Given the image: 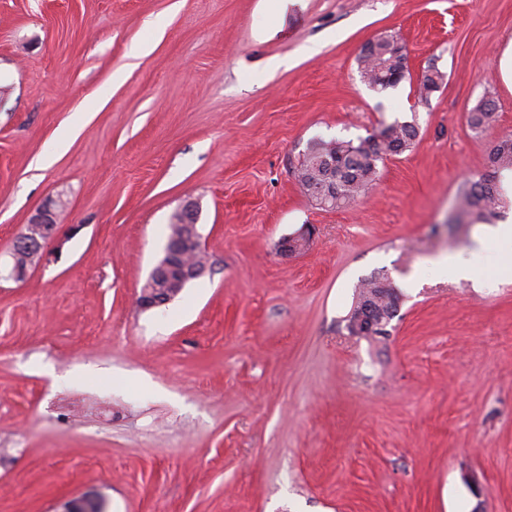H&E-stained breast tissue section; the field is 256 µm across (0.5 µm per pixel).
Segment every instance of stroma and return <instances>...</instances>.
<instances>
[{
    "instance_id": "obj_1",
    "label": "stroma",
    "mask_w": 512,
    "mask_h": 512,
    "mask_svg": "<svg viewBox=\"0 0 512 512\" xmlns=\"http://www.w3.org/2000/svg\"><path fill=\"white\" fill-rule=\"evenodd\" d=\"M384 32L407 67L379 92ZM511 44L512 0H0V267L46 201L80 227L0 278V512H512V277L446 224L512 135ZM397 120L420 137L356 205L303 192L312 142ZM189 199L209 269L140 309ZM373 275L399 312L372 343L341 319ZM360 57V73L370 87L385 90L398 84L405 76L403 55L394 35L378 36ZM469 124L475 130H481L492 125L496 120L493 103L489 99L481 100L469 114ZM312 236L313 228L307 227L302 232L283 238L280 253L284 256H293L305 252L310 246Z\"/></svg>"
}]
</instances>
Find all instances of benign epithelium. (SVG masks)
<instances>
[{
    "label": "benign epithelium",
    "mask_w": 512,
    "mask_h": 512,
    "mask_svg": "<svg viewBox=\"0 0 512 512\" xmlns=\"http://www.w3.org/2000/svg\"><path fill=\"white\" fill-rule=\"evenodd\" d=\"M186 225L190 229V238L185 241L171 240L165 248L163 259L153 268L141 289L137 300L140 307L151 309L167 304L175 297V293L162 287V284L176 279L180 288L193 280L205 275L208 262L198 264L184 263V253L190 247L201 249L200 233L198 231L199 207L196 202H186L181 210ZM82 225L73 224L62 229L56 224L51 205L46 204L37 209L29 218L22 233L15 239L11 249L12 264L7 271V277L18 281L25 279L28 271L43 261L53 250L60 247L63 240L77 234ZM313 236V229L285 237L280 244V253L293 256L306 251ZM65 512H107L103 499L86 496L68 503Z\"/></svg>",
    "instance_id": "1"
}]
</instances>
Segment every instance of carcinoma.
<instances>
[{
	"label": "carcinoma",
	"mask_w": 512,
	"mask_h": 512,
	"mask_svg": "<svg viewBox=\"0 0 512 512\" xmlns=\"http://www.w3.org/2000/svg\"><path fill=\"white\" fill-rule=\"evenodd\" d=\"M360 73L363 81L374 89L385 90L398 84L405 77L398 39L384 34L370 43L369 49L361 54ZM444 80L445 73L432 69L419 85L420 96L426 98L438 91ZM495 120L496 112L489 99L481 100L469 113V124L475 130L484 129ZM385 132L389 142L378 148L368 137L357 144L323 139L312 143L295 166L296 178L305 194L326 210L355 203L362 192L379 179V164L389 156L410 150L419 136L417 126L407 121L389 124ZM506 172H512V136L500 139L489 153L486 169L464 183L459 193L458 212L448 223L487 224L511 210L512 198L503 185ZM364 304L371 305L376 319L387 327L397 317V289L374 276L360 281L343 319L351 335H370V331L354 327V320Z\"/></svg>",
	"instance_id": "carcinoma-1"
}]
</instances>
